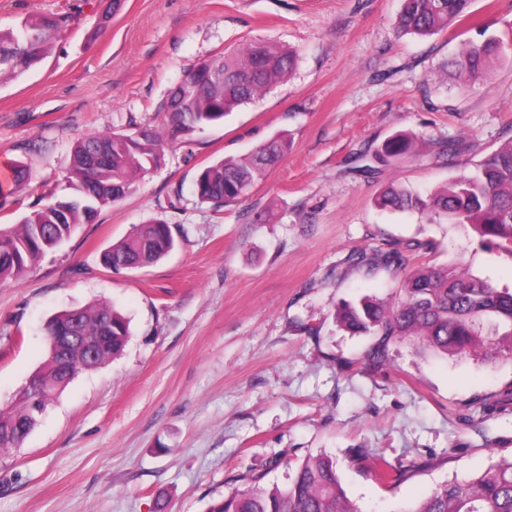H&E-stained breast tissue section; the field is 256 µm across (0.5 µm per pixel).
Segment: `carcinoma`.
Instances as JSON below:
<instances>
[{
    "label": "carcinoma",
    "instance_id": "obj_1",
    "mask_svg": "<svg viewBox=\"0 0 512 512\" xmlns=\"http://www.w3.org/2000/svg\"><path fill=\"white\" fill-rule=\"evenodd\" d=\"M472 0H403L397 27L403 34L434 35L469 15ZM61 16H30L0 30V76L14 78L37 65L62 28ZM506 51L503 40L490 37L463 43L447 64L459 78L482 74L490 60ZM296 64V53L282 46L249 43L216 56L186 73L164 103L163 128L147 124L130 134L95 133L79 137L72 150V194L47 192L40 207L20 223L0 227V281L26 274L47 252L90 224L102 208L136 190L138 180L161 165L168 137L191 134L219 124L240 106L271 90ZM406 134L388 138L362 166L377 165L411 151ZM288 152L279 135L232 159L219 160L198 174L195 194L201 203L222 207L237 201ZM379 205L402 211L432 210L455 224H469L486 248L512 253V140L428 197L390 184ZM169 225L149 222L102 253L111 269L151 265L173 248ZM402 297L394 306L369 298L344 301L337 321L352 335L374 342L364 359L381 366L390 343L408 341L418 351L446 357L471 356L484 361L512 359V290L489 280L441 268H421L405 276ZM45 335L66 346L67 357L48 355L38 370L42 383L33 395L19 392L15 404L0 410V452L19 448L34 430L47 402L75 376L121 354L131 336L129 321L107 303L64 311L51 318ZM96 357H87V341ZM369 474L381 484L403 480L405 466L381 454L363 457ZM263 476L244 478L245 486L211 501L207 512H358L347 497L336 464L326 454L294 463L283 484L263 485ZM404 512H512V458H502L483 472L454 478Z\"/></svg>",
    "mask_w": 512,
    "mask_h": 512
}]
</instances>
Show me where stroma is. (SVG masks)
Returning <instances> with one entry per match:
<instances>
[{"mask_svg":"<svg viewBox=\"0 0 512 512\" xmlns=\"http://www.w3.org/2000/svg\"><path fill=\"white\" fill-rule=\"evenodd\" d=\"M0 0V28L54 13L49 54L0 82V165L27 179L0 203L18 223L43 194H68L82 135L162 122L171 89L247 42L292 47L293 72L223 123L169 139L161 166L19 279L0 282V409L44 363L58 312L108 303L130 321L120 356L52 397L23 445L0 454V512H206L246 475L284 483L289 458H333L359 512H405L453 478L512 457V360L390 344L336 321L343 301L397 299L405 270L461 267L512 289V253L480 246L445 216L390 211L394 182L438 188L512 140V52L470 87L445 76L461 43L512 40V0H473L471 19L400 35L401 0ZM290 147L245 196L199 203L197 173L275 134ZM416 140L376 173L364 155ZM262 211L269 219L251 220ZM168 224L175 249L113 271L103 251L137 225ZM397 250L404 270L381 265ZM381 453L410 470L385 488L354 460Z\"/></svg>","mask_w":512,"mask_h":512,"instance_id":"stroma-1","label":"stroma"}]
</instances>
